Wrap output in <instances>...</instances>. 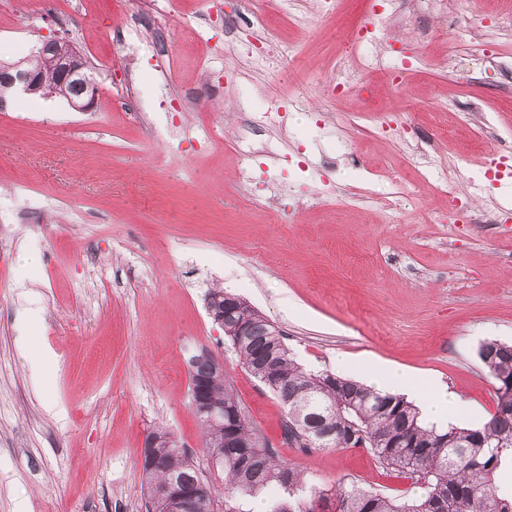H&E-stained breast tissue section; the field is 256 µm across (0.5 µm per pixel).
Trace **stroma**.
Here are the masks:
<instances>
[{"instance_id": "35a3bbf8", "label": "stroma", "mask_w": 512, "mask_h": 512, "mask_svg": "<svg viewBox=\"0 0 512 512\" xmlns=\"http://www.w3.org/2000/svg\"><path fill=\"white\" fill-rule=\"evenodd\" d=\"M163 32L146 36L123 0H84L64 13H13L0 0V60L65 37L99 87L91 111L55 96L0 106V512H147L140 456L168 429L203 461L190 407L188 358L224 362L250 422L312 483H355L407 498L420 490L360 448L312 452L283 439L285 407L240 364L209 317L221 288L282 331L314 371L363 380L374 363L432 379L486 411L494 384L478 351L512 340V218L432 222L449 196L477 212L512 211V0H417L406 24L372 15L368 0H156ZM239 29L263 18L292 52L276 69L245 60ZM367 26L393 46L365 87L329 97L333 66ZM137 72L135 107L117 91ZM346 62L354 71V61ZM410 72L395 96L388 77ZM375 93L432 148V173L395 132L364 121ZM281 100L275 124L251 114ZM449 103L452 135L433 114ZM487 102L495 136L462 107ZM151 112L141 130L136 109ZM275 194L257 211L242 195ZM51 205L31 214V204ZM53 360L33 381L41 350Z\"/></svg>"}]
</instances>
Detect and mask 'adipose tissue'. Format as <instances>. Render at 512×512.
Listing matches in <instances>:
<instances>
[{
	"mask_svg": "<svg viewBox=\"0 0 512 512\" xmlns=\"http://www.w3.org/2000/svg\"><path fill=\"white\" fill-rule=\"evenodd\" d=\"M365 382L379 393L413 400L422 420L430 426L445 428L465 418L475 419L480 425L489 420L488 415L479 412L462 397L448 392L433 381L411 378L398 367L373 369L367 374Z\"/></svg>",
	"mask_w": 512,
	"mask_h": 512,
	"instance_id": "adipose-tissue-1",
	"label": "adipose tissue"
}]
</instances>
